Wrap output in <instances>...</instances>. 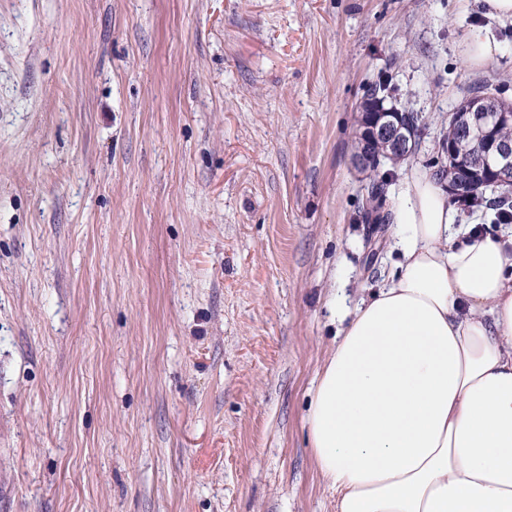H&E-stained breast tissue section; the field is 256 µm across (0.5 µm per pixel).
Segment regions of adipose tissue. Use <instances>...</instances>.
<instances>
[{"label": "adipose tissue", "mask_w": 512, "mask_h": 512, "mask_svg": "<svg viewBox=\"0 0 512 512\" xmlns=\"http://www.w3.org/2000/svg\"><path fill=\"white\" fill-rule=\"evenodd\" d=\"M396 271L355 306L304 424L336 512H512V236L414 178Z\"/></svg>", "instance_id": "obj_1"}]
</instances>
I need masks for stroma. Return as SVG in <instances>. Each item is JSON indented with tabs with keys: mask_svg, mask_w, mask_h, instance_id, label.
Here are the masks:
<instances>
[{
	"mask_svg": "<svg viewBox=\"0 0 512 512\" xmlns=\"http://www.w3.org/2000/svg\"><path fill=\"white\" fill-rule=\"evenodd\" d=\"M492 32L493 60L467 61ZM387 78L433 170L482 0H0V512H336L304 417L394 270L356 109ZM468 46L470 62L474 65H482L492 59L496 42L494 36L487 32L484 36L473 37Z\"/></svg>",
	"mask_w": 512,
	"mask_h": 512,
	"instance_id": "1",
	"label": "stroma"
}]
</instances>
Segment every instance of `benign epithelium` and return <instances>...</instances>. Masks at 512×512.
Wrapping results in <instances>:
<instances>
[{
  "instance_id": "1",
  "label": "benign epithelium",
  "mask_w": 512,
  "mask_h": 512,
  "mask_svg": "<svg viewBox=\"0 0 512 512\" xmlns=\"http://www.w3.org/2000/svg\"><path fill=\"white\" fill-rule=\"evenodd\" d=\"M460 133L472 134L484 140L485 149L477 158L458 155V146L452 140H443L439 150L448 155V193L456 197L471 185L470 178H481L482 185L512 198V139L499 131L512 126V108L499 107L493 100L481 96L468 109L450 117ZM358 147L352 161L360 172L373 175L377 171L371 146L381 145L389 150L388 156L403 158L414 150L411 114L377 109L361 114L357 132Z\"/></svg>"
}]
</instances>
